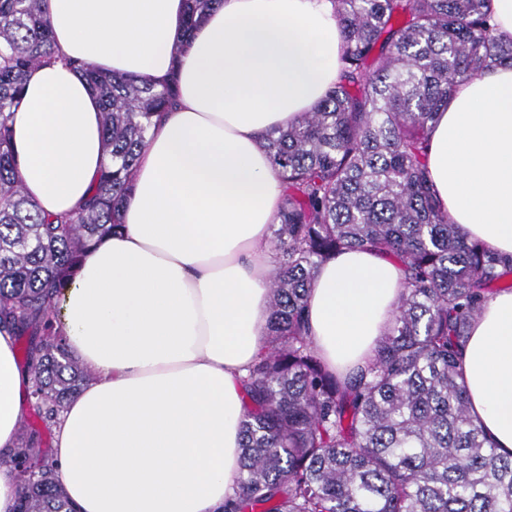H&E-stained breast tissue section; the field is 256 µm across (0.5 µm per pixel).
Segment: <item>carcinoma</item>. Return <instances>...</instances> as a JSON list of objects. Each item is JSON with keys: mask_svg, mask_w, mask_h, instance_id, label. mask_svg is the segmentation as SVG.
Masks as SVG:
<instances>
[{"mask_svg": "<svg viewBox=\"0 0 512 512\" xmlns=\"http://www.w3.org/2000/svg\"><path fill=\"white\" fill-rule=\"evenodd\" d=\"M223 0H186V33ZM345 50L313 112L266 134L284 203L274 224L266 350L243 380L235 499L224 512H512V454L470 416L459 355L488 297L512 292V255L467 239L428 180L429 135L456 85L512 66L489 0H334ZM60 59L41 0H0V330L25 341L34 414L48 429L91 380L56 327L82 255L121 227L129 173L175 80L107 76L79 61L102 104L112 165L75 214L24 195L9 121L27 73ZM369 248L403 269L372 358L342 377L317 355L306 310L317 268ZM25 421L9 460L18 512H73Z\"/></svg>", "mask_w": 512, "mask_h": 512, "instance_id": "obj_1", "label": "carcinoma"}]
</instances>
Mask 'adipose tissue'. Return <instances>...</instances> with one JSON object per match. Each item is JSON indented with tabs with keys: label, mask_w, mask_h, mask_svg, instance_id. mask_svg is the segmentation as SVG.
<instances>
[{
	"label": "adipose tissue",
	"mask_w": 512,
	"mask_h": 512,
	"mask_svg": "<svg viewBox=\"0 0 512 512\" xmlns=\"http://www.w3.org/2000/svg\"><path fill=\"white\" fill-rule=\"evenodd\" d=\"M59 62L28 73L11 143L25 194L78 211L110 165L100 101L65 59L119 77L176 79L130 174L119 234L63 291L59 327L94 375L54 432L74 512H222L239 475L241 381L264 345L281 181L262 137L334 85L332 0H224L184 36V0H43ZM428 172L467 238L512 255V67L460 83L433 126ZM402 271L351 250L322 264L311 340L332 367L364 362L392 319ZM469 412L512 453V293L490 298L461 358ZM29 410L15 338L0 333V453Z\"/></svg>",
	"instance_id": "1"
}]
</instances>
